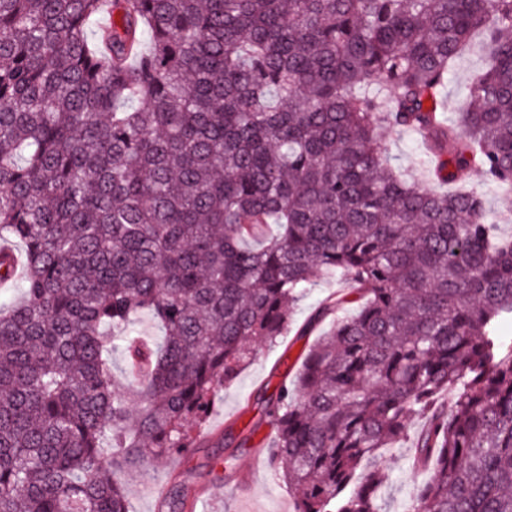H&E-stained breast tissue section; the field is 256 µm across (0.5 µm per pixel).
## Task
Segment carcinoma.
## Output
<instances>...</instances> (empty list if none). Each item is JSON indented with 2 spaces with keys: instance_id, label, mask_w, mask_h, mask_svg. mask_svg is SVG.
<instances>
[{
  "instance_id": "obj_1",
  "label": "carcinoma",
  "mask_w": 512,
  "mask_h": 512,
  "mask_svg": "<svg viewBox=\"0 0 512 512\" xmlns=\"http://www.w3.org/2000/svg\"><path fill=\"white\" fill-rule=\"evenodd\" d=\"M475 170L512 202V0H0V512H130L119 474L197 447L317 272L365 302L260 397L294 512H379L361 467L420 413L413 512H512V235ZM482 64L483 57L478 52L467 53L456 62L455 72L442 95L444 112L448 120L454 119L456 106L466 93L471 75L479 70ZM381 146L386 148V153L393 166L409 176L422 175L419 158L422 156L419 148V136L417 134L403 135L393 131L382 132Z\"/></svg>"
}]
</instances>
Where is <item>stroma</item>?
Returning a JSON list of instances; mask_svg holds the SVG:
<instances>
[{
  "label": "stroma",
  "mask_w": 512,
  "mask_h": 512,
  "mask_svg": "<svg viewBox=\"0 0 512 512\" xmlns=\"http://www.w3.org/2000/svg\"><path fill=\"white\" fill-rule=\"evenodd\" d=\"M381 145L393 166L410 176L421 175L418 135L386 130ZM339 288L336 278L318 277L315 287L297 303L288 335L273 346L256 345L254 359L219 391L201 428L208 438L203 447L184 457L152 463L149 476L129 480L126 490L132 512H163L162 501L173 479L187 495V512H198L195 502L201 497L208 500V512H293L291 488L268 461L271 428L256 397L262 391H274L284 374H295L305 350L327 336L332 318L323 319L307 333L302 327L318 303L334 297ZM229 431L247 440L230 469L224 466L228 450L220 442L221 434ZM410 446L409 439L403 440L398 447L383 449L375 460L387 475L377 498L382 512H409L418 489L430 478L429 471L412 467Z\"/></svg>",
  "instance_id": "stroma-1"
}]
</instances>
